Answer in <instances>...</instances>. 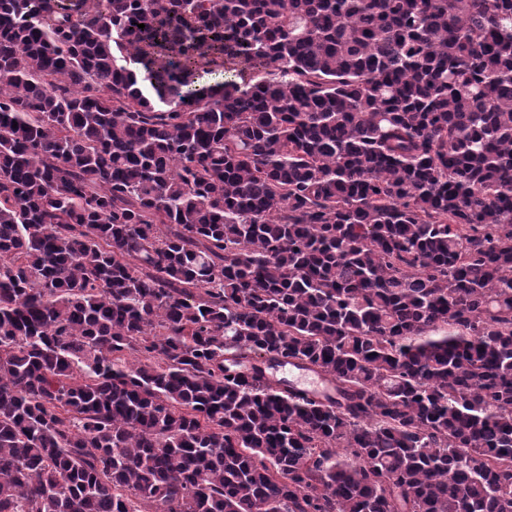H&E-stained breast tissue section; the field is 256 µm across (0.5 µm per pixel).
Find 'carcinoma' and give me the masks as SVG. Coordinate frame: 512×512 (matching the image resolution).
I'll return each mask as SVG.
<instances>
[{"label": "carcinoma", "instance_id": "carcinoma-1", "mask_svg": "<svg viewBox=\"0 0 512 512\" xmlns=\"http://www.w3.org/2000/svg\"><path fill=\"white\" fill-rule=\"evenodd\" d=\"M0 512H512V0H0ZM266 376L286 380L291 386L308 394L321 396L330 391L328 381L321 374L280 361H265L257 364Z\"/></svg>", "mask_w": 512, "mask_h": 512}]
</instances>
